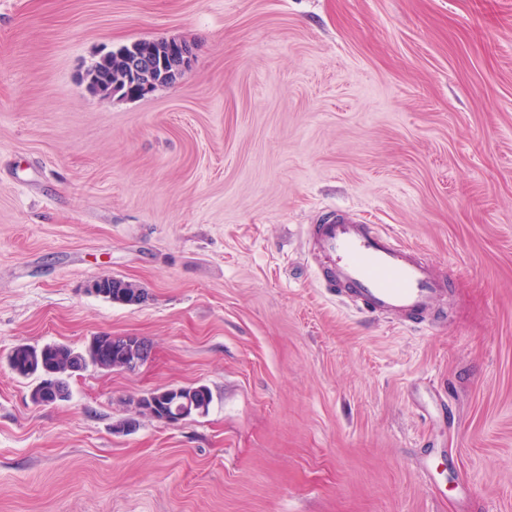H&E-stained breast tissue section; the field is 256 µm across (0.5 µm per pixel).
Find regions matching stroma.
<instances>
[{
    "label": "stroma",
    "mask_w": 512,
    "mask_h": 512,
    "mask_svg": "<svg viewBox=\"0 0 512 512\" xmlns=\"http://www.w3.org/2000/svg\"><path fill=\"white\" fill-rule=\"evenodd\" d=\"M168 38L172 84L88 91ZM333 212L429 261L423 324L329 287ZM100 334L152 353L46 406L7 364ZM0 512H512V0H0ZM173 388H179L181 393L185 397L189 398L190 401H193L196 404V406L200 409L199 412H194L190 416L194 414H203L208 412L210 404L212 403L213 400L212 392L208 386L198 384Z\"/></svg>",
    "instance_id": "stroma-1"
}]
</instances>
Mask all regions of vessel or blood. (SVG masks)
<instances>
[{
	"instance_id": "vessel-or-blood-1",
	"label": "vessel or blood",
	"mask_w": 512,
	"mask_h": 512,
	"mask_svg": "<svg viewBox=\"0 0 512 512\" xmlns=\"http://www.w3.org/2000/svg\"><path fill=\"white\" fill-rule=\"evenodd\" d=\"M315 237L334 281L368 313L416 322L443 292L431 265L391 230L341 215L318 225Z\"/></svg>"
}]
</instances>
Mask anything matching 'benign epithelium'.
<instances>
[{
	"mask_svg": "<svg viewBox=\"0 0 512 512\" xmlns=\"http://www.w3.org/2000/svg\"><path fill=\"white\" fill-rule=\"evenodd\" d=\"M189 47L176 39H139L108 52L105 58L120 57L122 64L109 77L112 95L122 98L143 97L163 80L172 81L189 63ZM113 345L112 362L106 369L133 371L148 359L152 348L137 336H121Z\"/></svg>",
	"mask_w": 512,
	"mask_h": 512,
	"instance_id": "benign-epithelium-1",
	"label": "benign epithelium"
}]
</instances>
